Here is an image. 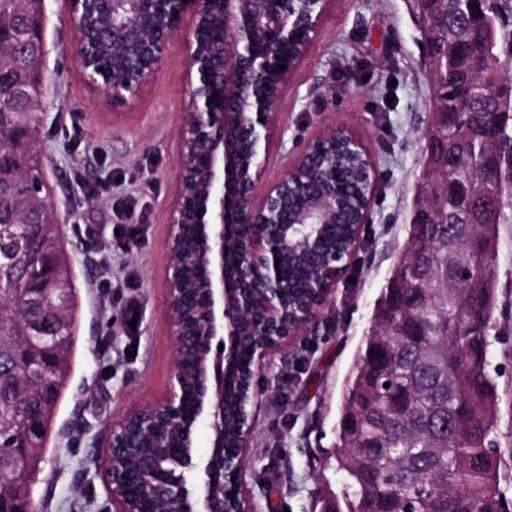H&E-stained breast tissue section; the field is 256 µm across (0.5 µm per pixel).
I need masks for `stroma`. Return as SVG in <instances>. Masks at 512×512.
I'll return each instance as SVG.
<instances>
[{
  "label": "stroma",
  "instance_id": "obj_1",
  "mask_svg": "<svg viewBox=\"0 0 512 512\" xmlns=\"http://www.w3.org/2000/svg\"><path fill=\"white\" fill-rule=\"evenodd\" d=\"M47 85L38 141L72 276L80 339L56 411L35 512H112L99 469L112 425L168 393L177 348L166 313L164 240L186 68L171 48L140 96L113 105L85 86L65 0H46ZM408 0H328L319 39L293 73L278 115L271 176L312 135L339 126L369 149L379 198L362 249L319 320L266 362L244 489L254 512H322L340 492L335 452L341 395L374 303L398 257L425 154L431 92ZM114 226L112 239L99 233ZM111 277L115 287L98 286ZM498 310L491 365L501 396L499 441L512 445V207L499 226ZM142 306L137 331L130 299Z\"/></svg>",
  "mask_w": 512,
  "mask_h": 512
}]
</instances>
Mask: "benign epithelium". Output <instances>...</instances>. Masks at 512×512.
<instances>
[{
    "label": "benign epithelium",
    "mask_w": 512,
    "mask_h": 512,
    "mask_svg": "<svg viewBox=\"0 0 512 512\" xmlns=\"http://www.w3.org/2000/svg\"><path fill=\"white\" fill-rule=\"evenodd\" d=\"M129 8L122 11L123 2ZM326 0L308 17L306 47L319 38ZM68 14L78 29L75 47L84 82L103 87L114 104L139 96L148 79L176 46L186 65V111L177 144L173 201L165 241L166 311L176 345L186 332L177 310L187 293L202 289L205 320L202 355L193 423L182 426L184 415L177 401L179 377L171 376L167 397L136 408L113 424L105 444L102 473L112 496L114 512H130L117 491L116 470L110 454L116 434L145 412L166 417L182 427L181 447H194L199 424L210 430L211 447L224 451V411L227 394L236 387L238 347L245 334L243 317L259 312L267 336L287 325L284 337L256 352L255 370L284 343L300 335L317 320L350 268L355 253L344 260L323 261L329 274L318 302L288 316L280 292L288 287L284 267L317 249L324 225L336 215V164H319L321 193L311 201V171L306 158L319 144L344 140L364 155L361 140L334 126L310 137L288 169L269 175L276 125L288 78L300 61L284 63L269 91L258 84L269 58L288 42L301 17L284 4L288 0H67ZM45 0H35L34 32L39 40L38 71L45 85L43 40ZM112 18V45L129 48L135 67L122 64L112 77L98 76L96 62L102 47L101 28L95 19ZM215 100H210V97ZM258 408V398L246 405L240 427V458H246ZM191 477L205 475L207 488L185 502L184 512H249L243 490L244 465L233 473L232 496L224 491L225 467L201 459L187 466Z\"/></svg>",
    "instance_id": "benign-epithelium-1"
}]
</instances>
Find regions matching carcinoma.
<instances>
[{
  "label": "carcinoma",
  "mask_w": 512,
  "mask_h": 512,
  "mask_svg": "<svg viewBox=\"0 0 512 512\" xmlns=\"http://www.w3.org/2000/svg\"><path fill=\"white\" fill-rule=\"evenodd\" d=\"M30 0H0V174L14 185L0 209V504L32 512L33 486L44 460L55 412L64 397L78 342L80 314L53 201L39 191L43 158L29 139L39 84L29 23L18 17ZM433 97L426 151L418 175L406 242L375 302L371 326L347 376L336 443L344 472L334 512H502L512 497L500 468L512 448L498 438V386L490 374V330L496 313L493 240L512 200V177L489 179L482 161L512 149V120L499 118L512 96V76L485 67L497 56L502 2L475 24L464 0H412ZM337 187L345 205L327 244L341 249L362 209L363 158L336 142ZM320 256L289 265L291 308L305 305L304 287L320 278ZM53 289L49 331H37L29 306L41 279ZM187 336L176 366L193 381ZM389 387H384V384ZM125 438L135 454L115 456L126 475L128 501L143 506L144 459L179 435L162 423L132 425ZM237 415L228 411L224 444L239 451ZM151 512H174L171 493L149 498Z\"/></svg>",
  "instance_id": "1"
}]
</instances>
